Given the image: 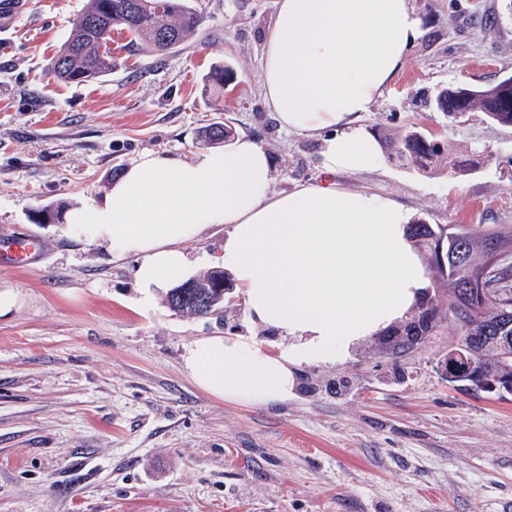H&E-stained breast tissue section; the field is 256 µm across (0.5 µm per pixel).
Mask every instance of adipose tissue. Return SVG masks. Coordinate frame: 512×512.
Instances as JSON below:
<instances>
[{
  "label": "adipose tissue",
  "mask_w": 512,
  "mask_h": 512,
  "mask_svg": "<svg viewBox=\"0 0 512 512\" xmlns=\"http://www.w3.org/2000/svg\"><path fill=\"white\" fill-rule=\"evenodd\" d=\"M421 34L410 0H279L264 42L263 92L278 122L324 132V172L378 166L379 143L357 123L398 76ZM268 153L243 136L226 150L182 159L148 153L103 201L79 203L66 228L113 254H136L144 301L183 280L186 242L226 225L220 260L244 294L249 323L292 336L277 352L255 340L208 336L183 367L227 403L287 401L298 366L333 363L360 337L385 328L420 297L426 267L396 199L307 183L273 189Z\"/></svg>",
  "instance_id": "obj_1"
}]
</instances>
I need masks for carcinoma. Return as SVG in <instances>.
Masks as SVG:
<instances>
[{
	"label": "carcinoma",
	"instance_id": "obj_1",
	"mask_svg": "<svg viewBox=\"0 0 512 512\" xmlns=\"http://www.w3.org/2000/svg\"><path fill=\"white\" fill-rule=\"evenodd\" d=\"M204 17L191 0H86L49 72L65 82L96 80L112 70L108 47L120 30L130 47L147 56L174 52L203 29ZM450 116L481 112L501 126H512V90L499 83L452 85L437 93ZM387 158L430 173L441 164L464 172L470 165L462 149L445 145L409 129L383 138ZM408 237L429 259L434 287L448 290V310L431 299H419L417 312L428 317L423 334L437 322L452 318L461 341L487 373L512 374V349L499 351L497 336H512V226L477 231L467 224L408 225Z\"/></svg>",
	"mask_w": 512,
	"mask_h": 512
}]
</instances>
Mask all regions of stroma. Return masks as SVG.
Here are the masks:
<instances>
[{"mask_svg":"<svg viewBox=\"0 0 512 512\" xmlns=\"http://www.w3.org/2000/svg\"><path fill=\"white\" fill-rule=\"evenodd\" d=\"M86 0H29L0 35V233L41 245L0 268L17 295L0 317V512H512V398L449 381L452 320L407 349L376 333L333 364L296 374L270 406L224 402L183 368L205 336L284 338L250 325L244 294L221 317L142 304L137 255H112L36 223L42 208L100 200L143 154L212 149L220 121L273 161L274 188L324 180L322 134L286 129L262 87L264 35L278 0H192L200 35L162 58L112 36V72L64 83L47 67ZM421 35L401 75L359 123L373 138L415 128L461 144L473 171L426 174L389 161L337 185L390 196L430 224L512 226V127L449 119L435 93L512 75V0H411ZM232 67L234 91L206 80ZM225 226L187 242L193 275L216 268Z\"/></svg>","mask_w":512,"mask_h":512,"instance_id":"obj_1","label":"stroma"}]
</instances>
